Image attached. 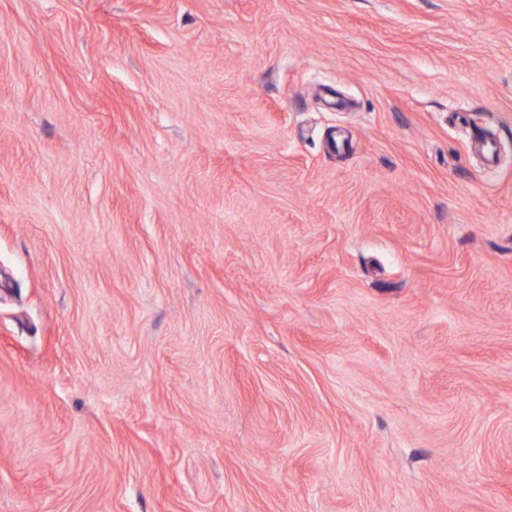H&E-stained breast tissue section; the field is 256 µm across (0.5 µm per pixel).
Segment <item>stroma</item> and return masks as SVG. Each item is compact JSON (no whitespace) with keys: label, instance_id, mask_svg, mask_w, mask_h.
Returning a JSON list of instances; mask_svg holds the SVG:
<instances>
[{"label":"stroma","instance_id":"1","mask_svg":"<svg viewBox=\"0 0 512 512\" xmlns=\"http://www.w3.org/2000/svg\"><path fill=\"white\" fill-rule=\"evenodd\" d=\"M0 512H512V0H0Z\"/></svg>","mask_w":512,"mask_h":512}]
</instances>
